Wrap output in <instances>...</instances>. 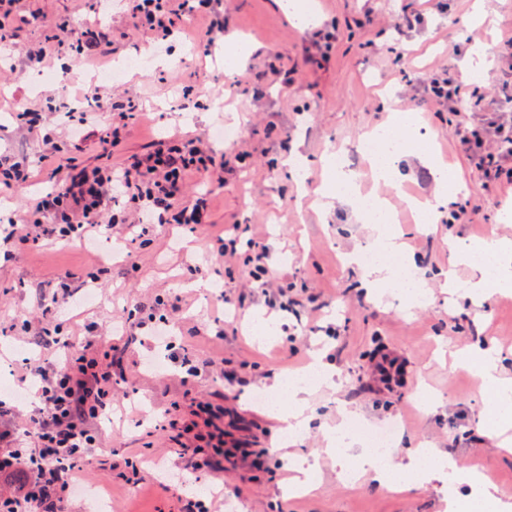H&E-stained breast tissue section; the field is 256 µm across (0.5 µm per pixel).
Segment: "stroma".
I'll list each match as a JSON object with an SVG mask.
<instances>
[{
	"label": "stroma",
	"mask_w": 512,
	"mask_h": 512,
	"mask_svg": "<svg viewBox=\"0 0 512 512\" xmlns=\"http://www.w3.org/2000/svg\"><path fill=\"white\" fill-rule=\"evenodd\" d=\"M313 26L292 23L276 0H225L226 36L256 45L238 74L224 71V50L198 52L204 41L200 18L187 17L180 33L163 45H151L134 25L123 0L109 6L95 0H52L55 14L80 24L112 30V46L101 62L82 63L63 34L40 14L42 0H19L10 23L14 46L0 48V146L30 164L28 189H0V216L26 208L30 195L48 189V168L41 155L50 153L55 130L27 129L17 118L46 100L69 93L80 105L106 107L113 99H133L143 106L119 152L102 156L89 138L78 160L83 164H120L149 149L158 137L208 136L236 128L232 139L217 143L218 152H247L245 162L210 185V217L196 230L180 224L157 228L148 244L132 241L125 226L103 236L95 250L54 237L38 245L14 244L0 256V376L18 382L27 363L44 358L62 362L59 348L37 343L42 328L53 327L43 309L50 304L65 274L79 279L98 275L93 299L78 297L64 324V334H81L93 322L111 328L107 343L119 359L127 381L112 393V418L96 426L97 445L84 465V484L101 493L111 512H180V497L200 493L224 512H444L447 480L412 485L392 492L371 476L347 482L326 442V429L341 421L344 407L363 424L396 425L400 450L430 442L454 458L459 468L483 471L497 488L489 503H512V453L499 444L505 435L487 428L494 411L468 361H453L455 351L494 340L512 350V292H490L477 298L451 295L438 288L437 272L447 267L453 249L512 238V223H501L512 208V182L487 188L483 168L466 152L459 134L477 122L482 111L497 107L512 93V58L501 42L512 36V0H425L426 19L418 28L395 33L397 18L413 0H309ZM337 26L338 37L324 68L303 66L316 30ZM59 43V57L44 66L28 65L18 47L44 41ZM485 47L492 62L481 81L464 80L474 46ZM150 47L158 57H188V64L167 69L127 70L115 81L104 71ZM298 64L297 73L273 76L267 69L274 54ZM450 69L460 80L463 97H477L472 111L450 115L427 100L418 77ZM410 112L413 125L403 131L407 156L396 178L402 190L372 181L369 165L356 150L377 126L395 114ZM351 154L348 166L362 192L386 198L398 216L403 254L421 273L430 290L424 304L407 303L398 290L382 286L367 293L358 286L362 270L347 263V254L382 247L387 229L364 221L352 197L334 198L321 207L323 189H335L325 154ZM448 169L450 190L437 197L428 176L433 159ZM439 199L440 221L423 229L407 197ZM466 206L468 223L447 226L449 212ZM237 225L240 249L256 242L266 253L272 278L287 286L288 310L270 313L281 325L275 335L259 336L252 321L266 311L260 289L250 287L242 262H222L217 239ZM241 301L238 321H227L222 302L211 301L212 286ZM182 311L172 314V302ZM153 307L170 317V345L134 333L124 335L120 321L137 306ZM28 320L30 330L18 328ZM206 361L208 367L191 386H182L171 350ZM335 366L336 386L311 385L305 413L309 423L294 447L315 458L313 493L287 490L292 465L278 446L279 424L256 395L268 393L275 379L303 371L314 353ZM396 357L401 373L382 383L374 373L381 355ZM224 395V429L248 447L266 453L265 470L241 480L237 469L209 476L189 471V452L167 425L173 405ZM136 458V468L125 459ZM181 473V484L164 489L160 470Z\"/></svg>",
	"instance_id": "35a3bbf8"
}]
</instances>
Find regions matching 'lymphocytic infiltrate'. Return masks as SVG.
Here are the masks:
<instances>
[{
    "label": "lymphocytic infiltrate",
    "mask_w": 512,
    "mask_h": 512,
    "mask_svg": "<svg viewBox=\"0 0 512 512\" xmlns=\"http://www.w3.org/2000/svg\"><path fill=\"white\" fill-rule=\"evenodd\" d=\"M128 8L140 30L163 42L180 29L193 12L208 15V43L224 35V17L215 13L212 0H128ZM57 28L71 40L79 58L103 53L112 41L107 28L58 22ZM498 141L512 139V96H505L484 131H471L462 143L471 156L485 166L494 182L512 180V150L484 149L485 135ZM229 160L207 147L201 137L161 138L150 150L133 155L117 166L68 164L66 171L52 169L56 188L40 195L29 208L28 217L10 221L0 235L22 244L38 243L32 227L47 226L49 234L81 243L95 241L104 224L133 225L139 236H147L158 224L195 227L207 223L209 199L199 194L192 203L180 199L189 177L223 183ZM128 205L123 214H113V203ZM82 349L70 340L54 337L69 356L64 364L38 361L28 374L38 382L39 406L28 417L35 447L23 446L15 417L16 409L0 401V475L25 473L27 480L15 490L0 492V512H64L74 487L73 474L85 462L96 443L94 425L112 410V386L117 381L116 363L110 350L99 348L94 326H87ZM224 407L194 401L186 412L173 415L177 438L192 453L191 468L219 474L225 464L247 462L252 449L227 438L222 422Z\"/></svg>",
    "instance_id": "lymphocytic-infiltrate-1"
}]
</instances>
